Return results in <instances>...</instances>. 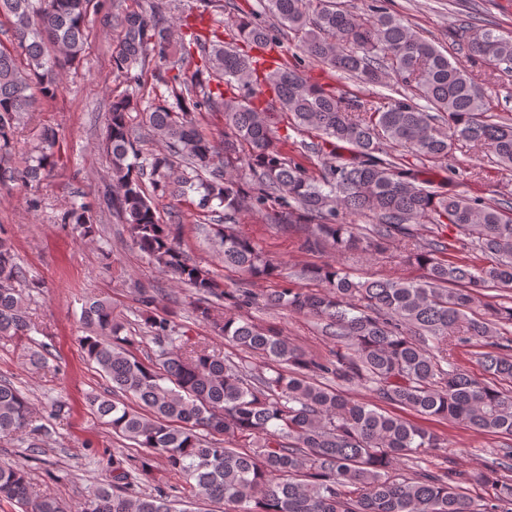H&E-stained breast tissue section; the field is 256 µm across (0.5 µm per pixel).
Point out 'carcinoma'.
<instances>
[{
  "mask_svg": "<svg viewBox=\"0 0 512 512\" xmlns=\"http://www.w3.org/2000/svg\"><path fill=\"white\" fill-rule=\"evenodd\" d=\"M91 3L0 0L16 44L12 51L0 47V155L11 151L36 98L54 99L61 71L80 60ZM260 5L256 13L228 12L222 33L201 26V15L193 24L165 22L149 0H135L113 16L120 28L113 70L137 81L132 71L151 64L168 96L149 105L141 132L130 122L137 103L112 99L104 140L112 183L98 196V204L128 225L137 249L191 289L196 317L260 363L190 344L171 312L157 311L155 296L140 288L138 301L152 311L147 337L158 347L146 362L134 342L120 336L112 303L93 297L82 310L90 329L82 346L110 389L89 403L114 434L145 449L141 470L163 459L191 482L197 501L222 504L224 512H512V466L417 468L403 475L402 461L445 447L444 439L323 383L332 378L365 386L418 415L512 437V340L480 353L488 380L453 363L458 347L486 343L512 326V303H490L480 293L491 284L512 285V202L440 191L389 152L442 163L464 141L512 169V121L492 112L461 61H450L400 17L378 8L354 12L343 0ZM461 37L466 60L512 71V34L497 33L487 21L464 24ZM287 41L297 49L294 63L281 53L266 65L255 54L281 51ZM304 57L387 93L363 99L329 89L305 77ZM203 111L224 113L228 130L220 139L200 130ZM276 111L323 140L303 144L320 156L318 174L277 147ZM150 141L159 149H147ZM57 142L58 132L44 128L36 153L19 168L0 167V182L37 187L55 165ZM338 142L350 146V158L324 152L325 144ZM168 195L191 198L211 220L224 265L256 280L273 277L277 265L235 232L244 212L281 227L304 224L309 250L330 246L339 255L378 254L399 238L412 239L415 224L447 222L463 235L461 249L477 250L490 262L445 259L448 246L431 239L403 254L423 271L418 279L356 280L334 262L301 271L320 284L316 291L285 284L261 298L247 288L226 292L208 266L186 254L170 225L159 222L156 201ZM367 215L377 224L363 233L350 218ZM61 223L94 233L92 206L74 202ZM26 282L12 246L0 239L1 338L31 330ZM213 297L231 310L262 302L321 320L336 351L315 359L277 327L233 314L219 319ZM129 396L139 408L125 402ZM0 435L30 438L33 448L49 435L28 397L2 381ZM473 483L491 487L492 495L472 498L466 485ZM130 486L131 472L116 460L112 486L75 508L36 493L23 466L0 462V500L21 512H185L160 487L131 495Z\"/></svg>",
  "mask_w": 512,
  "mask_h": 512,
  "instance_id": "cac0c4a2",
  "label": "carcinoma"
}]
</instances>
